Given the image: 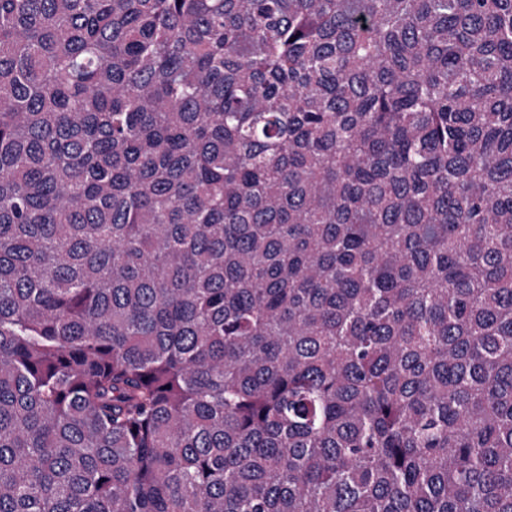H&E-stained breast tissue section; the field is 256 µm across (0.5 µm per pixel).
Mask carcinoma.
Wrapping results in <instances>:
<instances>
[{
  "instance_id": "1",
  "label": "carcinoma",
  "mask_w": 512,
  "mask_h": 512,
  "mask_svg": "<svg viewBox=\"0 0 512 512\" xmlns=\"http://www.w3.org/2000/svg\"><path fill=\"white\" fill-rule=\"evenodd\" d=\"M0 512H512V0H0Z\"/></svg>"
}]
</instances>
